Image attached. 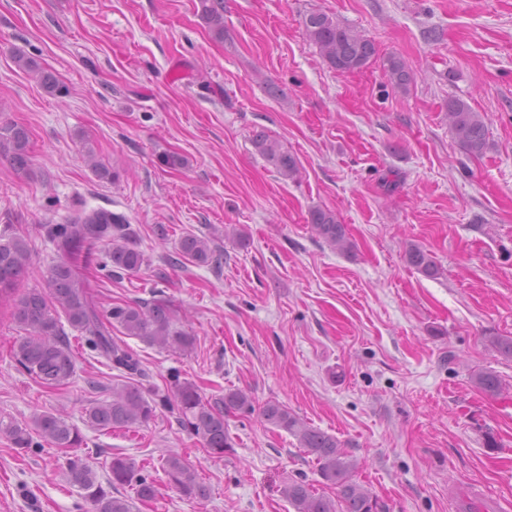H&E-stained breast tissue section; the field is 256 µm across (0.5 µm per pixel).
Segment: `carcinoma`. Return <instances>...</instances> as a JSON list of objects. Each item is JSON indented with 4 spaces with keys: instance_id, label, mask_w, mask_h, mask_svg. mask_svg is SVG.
Here are the masks:
<instances>
[{
    "instance_id": "cac0c4a2",
    "label": "carcinoma",
    "mask_w": 512,
    "mask_h": 512,
    "mask_svg": "<svg viewBox=\"0 0 512 512\" xmlns=\"http://www.w3.org/2000/svg\"><path fill=\"white\" fill-rule=\"evenodd\" d=\"M201 19L211 34L224 39V0H199ZM307 39L313 43L323 62L340 74L366 68L377 55L375 43L358 31L340 24L336 17L321 11L304 17ZM17 66L37 75L41 88L51 96L67 95V86L58 76L25 55L15 57ZM387 75L399 89H407L412 76L406 63L397 57L387 60ZM448 125L460 147L467 154L479 157L488 144V128L484 117L473 111L465 101L450 96L446 102ZM253 145L277 174L295 180L299 174L296 157L282 147L279 140L264 130L253 134ZM0 157L14 168L23 170L31 162L28 130L18 124L0 125ZM87 166L96 177L109 181L119 179V172L97 160L92 150L85 153ZM316 235L331 247L349 252L345 225L336 212L314 208L309 213ZM42 229L53 243L60 258L42 274V283L14 300L13 320L22 332L14 343L17 363L42 384L61 387L75 372V359L68 334L61 319L86 338L88 347L119 372L121 380L112 384V398L97 400L86 410L87 424L100 432L138 428L155 416L158 408L177 412L179 424L199 438L203 449L221 458L232 448L225 426L230 414H258L263 421L293 436L304 453L313 457L320 477L314 486L292 481L282 490L283 497L295 512H386V505L365 485L353 478L357 462L335 436L309 425L287 405L269 400L256 405L246 392L234 389L206 398L197 386L180 373L170 375V392L146 393L138 382L143 376L142 361L123 340L137 338L150 346L180 355L194 351L196 337L183 328L170 300L153 292V297L134 303L116 304L108 309L98 306L87 293V285L78 263L81 254L101 245L98 264L111 278L138 273L145 257L139 250L134 231L121 213L108 209H76L59 224H44ZM213 238L194 233L183 234L175 255L168 258L174 266L188 264L220 266L223 255L211 246ZM408 263L428 277L438 275L433 257L416 245L406 252ZM31 248L28 236L14 224H0V297L13 290L28 275ZM121 336L113 335V332ZM492 349L505 359H512V336L490 337ZM476 389L496 395L502 380L492 369H481L471 377ZM0 435L15 448L37 447L44 442L53 448L78 447L83 437L80 430L60 413L44 411L34 416L31 425H21L0 418ZM162 469L169 485L189 499H205L209 487L200 480L195 469L179 454L163 458ZM136 459L115 453L109 463L108 488H103L91 465L74 455L67 459V481L85 491L95 512H132V502L112 495L116 485L132 487L136 499L148 502L157 495L154 481L141 474Z\"/></svg>"
}]
</instances>
